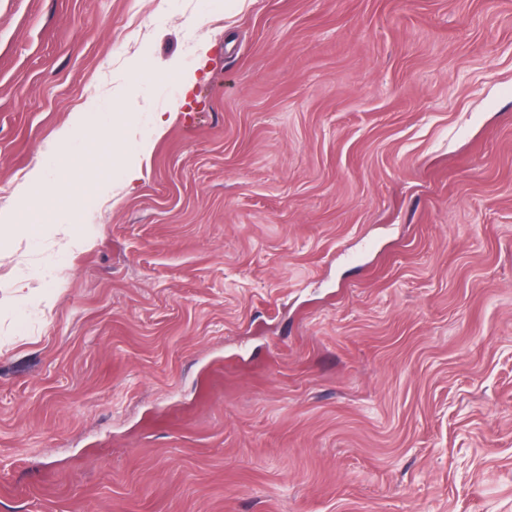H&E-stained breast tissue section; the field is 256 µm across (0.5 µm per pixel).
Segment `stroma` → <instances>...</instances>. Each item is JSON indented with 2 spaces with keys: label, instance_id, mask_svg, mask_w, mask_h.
<instances>
[{
  "label": "stroma",
  "instance_id": "1",
  "mask_svg": "<svg viewBox=\"0 0 512 512\" xmlns=\"http://www.w3.org/2000/svg\"><path fill=\"white\" fill-rule=\"evenodd\" d=\"M0 210V512H512V0H0ZM53 181L51 174L39 168L33 169L28 175L27 188L31 193L41 195L46 192L57 194L58 187Z\"/></svg>",
  "mask_w": 512,
  "mask_h": 512
}]
</instances>
